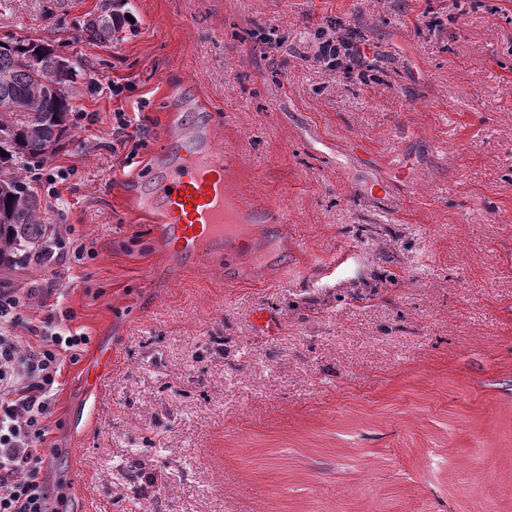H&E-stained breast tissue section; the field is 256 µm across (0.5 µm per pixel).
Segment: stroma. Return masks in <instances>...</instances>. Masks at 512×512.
Masks as SVG:
<instances>
[{"instance_id": "obj_1", "label": "stroma", "mask_w": 512, "mask_h": 512, "mask_svg": "<svg viewBox=\"0 0 512 512\" xmlns=\"http://www.w3.org/2000/svg\"><path fill=\"white\" fill-rule=\"evenodd\" d=\"M107 2L0 0V41L80 63L36 193L92 253L11 278L59 288L89 338L48 419L60 512H512V0H130L133 27L74 42ZM338 21L367 50L353 80L303 57ZM175 132L231 151L229 196L287 214L250 215L233 281L223 249L166 258L144 205ZM322 140L407 151L409 197L372 202ZM113 119L115 120V125L113 124L112 127L113 148L117 149L116 145L124 149L130 148L128 157L133 158L145 144L143 133L132 123L130 117L123 112L115 113ZM130 128H132V131H128Z\"/></svg>"}]
</instances>
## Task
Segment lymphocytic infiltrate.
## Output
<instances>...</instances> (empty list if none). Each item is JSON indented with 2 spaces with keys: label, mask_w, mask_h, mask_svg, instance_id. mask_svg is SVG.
I'll list each match as a JSON object with an SVG mask.
<instances>
[{
  "label": "lymphocytic infiltrate",
  "mask_w": 512,
  "mask_h": 512,
  "mask_svg": "<svg viewBox=\"0 0 512 512\" xmlns=\"http://www.w3.org/2000/svg\"><path fill=\"white\" fill-rule=\"evenodd\" d=\"M311 58L326 70L349 63L361 70L359 44L318 28ZM16 289L0 288V512H53L44 474L47 420L60 387L64 361L78 362L89 338L54 319L19 311ZM32 342H24V335Z\"/></svg>",
  "instance_id": "obj_1"
}]
</instances>
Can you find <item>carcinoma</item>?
<instances>
[{
    "label": "carcinoma",
    "mask_w": 512,
    "mask_h": 512,
    "mask_svg": "<svg viewBox=\"0 0 512 512\" xmlns=\"http://www.w3.org/2000/svg\"><path fill=\"white\" fill-rule=\"evenodd\" d=\"M113 12L90 21L76 31L75 41L93 44L121 31L110 22ZM41 57H36V52ZM59 56L43 43L24 40L0 42V270L11 275L18 263L35 260L44 234L35 191L16 170L51 158L59 137L66 132L65 116L72 105L78 61L69 58L62 71Z\"/></svg>",
    "instance_id": "1"
}]
</instances>
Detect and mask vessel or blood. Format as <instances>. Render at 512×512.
I'll return each mask as SVG.
<instances>
[{
	"label": "vessel or blood",
	"instance_id": "b4317fda",
	"mask_svg": "<svg viewBox=\"0 0 512 512\" xmlns=\"http://www.w3.org/2000/svg\"><path fill=\"white\" fill-rule=\"evenodd\" d=\"M224 171L223 152L189 148L162 179L161 236L174 244L184 263H197L206 242L224 247L225 264H232L237 253L236 228L253 206L229 203Z\"/></svg>",
	"mask_w": 512,
	"mask_h": 512
}]
</instances>
